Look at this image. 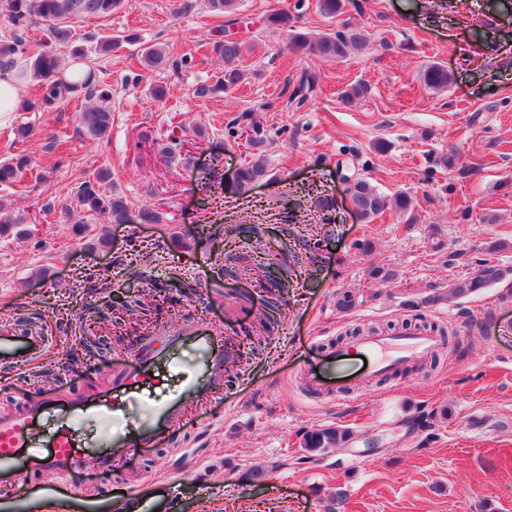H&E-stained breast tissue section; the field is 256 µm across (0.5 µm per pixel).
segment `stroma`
Returning <instances> with one entry per match:
<instances>
[{
    "instance_id": "35a3bbf8",
    "label": "stroma",
    "mask_w": 512,
    "mask_h": 512,
    "mask_svg": "<svg viewBox=\"0 0 512 512\" xmlns=\"http://www.w3.org/2000/svg\"><path fill=\"white\" fill-rule=\"evenodd\" d=\"M182 0H123L105 19L77 25L85 67L112 88V129L94 139L78 128L74 104L20 111L0 126V161L26 154L32 171L0 186V204L28 220L27 235L0 239V326L42 325L53 338L27 369L0 368V414L25 407L35 390L83 398L108 387L141 334L135 314L115 334L114 308L134 300L144 280L167 285L150 328L200 319L237 333L240 365L224 391L192 408L160 446L141 448L111 473L94 469L67 488L75 512H114L122 499L144 512H512V295L500 285L447 298L448 285L484 263L512 281V0H345L341 18L317 0H240L237 23L191 10ZM285 9L318 34L350 26L368 37L342 61L295 51L266 14ZM245 41L246 84L199 98L223 64L201 45L220 28ZM136 33L165 50L170 65L143 70L133 49L98 52L100 35ZM433 63L451 75L435 91L421 79ZM319 84L303 108L289 94L300 76ZM365 85V95L342 100ZM165 90L155 99L151 90ZM258 124L273 179L239 195L229 179L249 158L245 128ZM28 125L18 141L14 127ZM181 140L186 162L158 148ZM132 210L149 207L156 224H109L93 234L112 246L90 250L67 224L76 188L99 170ZM387 194L409 193L416 223L387 210L361 220L347 202L349 177ZM214 179L205 197L200 178ZM213 213V241L193 231ZM370 241L369 252L359 248ZM275 259L298 255L302 273L285 291L243 276L225 249ZM394 280L375 278V267ZM45 279H35L38 270ZM355 298L338 308L341 293ZM283 294L276 336L252 346L266 300ZM433 324L457 335L441 342L437 368L418 362L387 380L363 381V358L325 360L356 328L377 332ZM336 381L332 395L307 389L305 366ZM201 364L190 347L166 350L157 382L124 411L136 425L148 405L178 389ZM349 433L340 448L310 452L304 435L324 427ZM28 501L0 496V512H44L59 488L54 472L25 481Z\"/></svg>"
}]
</instances>
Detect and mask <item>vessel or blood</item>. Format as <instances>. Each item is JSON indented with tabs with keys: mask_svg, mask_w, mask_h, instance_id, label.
<instances>
[{
	"mask_svg": "<svg viewBox=\"0 0 512 512\" xmlns=\"http://www.w3.org/2000/svg\"><path fill=\"white\" fill-rule=\"evenodd\" d=\"M159 342L191 346L203 368L166 399L153 402L134 428L123 427L119 420L127 402L152 380L154 346ZM49 343V337L44 335L1 330L0 362L17 368L27 366ZM436 347L434 334L403 332L359 340L356 349L340 347L332 350L330 357L342 363L354 351L370 359L371 373L387 375L401 365L420 360ZM238 355L237 344L212 327L193 324L149 331L128 350L127 373L114 379L98 395L74 400L41 395L17 413L0 415V485L13 484L20 474L46 469L65 480L83 471L92 460L100 471L108 472L126 461L135 449L159 446L183 423L189 408L222 391L224 371ZM50 413L60 415L62 423L51 436L44 437L40 434L41 421ZM89 416L112 421L111 431L96 437H81L78 426Z\"/></svg>",
	"mask_w": 512,
	"mask_h": 512,
	"instance_id": "obj_1",
	"label": "vessel or blood"
}]
</instances>
